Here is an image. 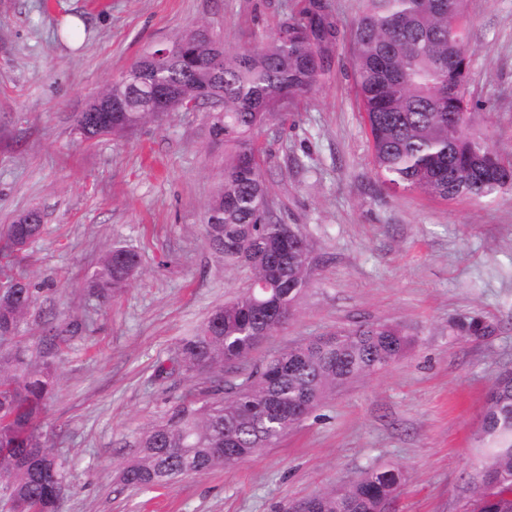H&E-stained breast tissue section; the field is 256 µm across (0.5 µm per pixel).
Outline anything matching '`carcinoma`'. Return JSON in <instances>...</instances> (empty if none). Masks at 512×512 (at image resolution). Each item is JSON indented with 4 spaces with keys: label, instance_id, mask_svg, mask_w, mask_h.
Wrapping results in <instances>:
<instances>
[{
    "label": "carcinoma",
    "instance_id": "1",
    "mask_svg": "<svg viewBox=\"0 0 512 512\" xmlns=\"http://www.w3.org/2000/svg\"><path fill=\"white\" fill-rule=\"evenodd\" d=\"M466 0H364L351 30L354 87L365 114L372 161L384 184L417 191L443 201L483 199L512 186V160L482 138L448 140V124L473 129L479 113L469 98L449 89L466 87L470 66L451 70L454 60L470 58L463 27ZM338 35L335 19L322 0H306L286 16L275 34L252 47L224 51L213 62L207 46L177 42L199 65L186 70L178 60L159 69L160 78L183 94L220 97L210 135L224 144V184L210 203L203 225L210 250L232 265L252 271L242 295L216 307L194 335L183 339L172 370L208 386L189 392L136 442L138 453L124 469L134 488L178 477L233 468L275 444L336 390L375 374L397 360L411 338L393 324L364 322L339 329L330 342L294 346L224 385V370L237 369L255 349L257 330L285 325L288 311L309 285L316 267L302 258L311 253L306 238L274 267L267 256L278 251L286 233L265 179L256 136L271 120L283 121L296 101L316 91L331 69ZM123 99L128 112L114 118L108 133L127 134L154 112L137 106L128 80L103 94ZM94 113L81 112L77 128L95 138ZM40 224H9L6 239L21 250L41 234ZM139 256L111 246L84 288L108 299L126 288L139 269ZM0 295V341L19 334L38 298L22 273L10 276ZM459 335L480 338L490 326L480 318L456 325ZM54 362L28 366L18 348L0 354V497L10 504L22 498L40 512L50 508L49 489L65 480L62 463L40 429V417L54 390ZM480 439L484 459L474 512H512V375L499 374L489 388ZM235 451L224 452L228 440ZM401 490L395 468L366 469L347 486L305 499L309 512H387Z\"/></svg>",
    "mask_w": 512,
    "mask_h": 512
}]
</instances>
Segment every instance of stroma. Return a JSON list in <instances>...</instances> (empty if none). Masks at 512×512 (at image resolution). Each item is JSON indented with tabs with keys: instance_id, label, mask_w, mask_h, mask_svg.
<instances>
[{
	"instance_id": "1",
	"label": "stroma",
	"mask_w": 512,
	"mask_h": 512,
	"mask_svg": "<svg viewBox=\"0 0 512 512\" xmlns=\"http://www.w3.org/2000/svg\"><path fill=\"white\" fill-rule=\"evenodd\" d=\"M338 26L329 74L286 124L258 135L270 196L298 225L317 275L249 365L366 321L413 338L385 370L327 398L280 441L231 469L150 488L122 481L136 440L198 379L162 374L180 340L251 283L202 231L224 180L212 107L171 112L118 137L85 140L83 112L146 51L207 28L226 47L272 35L301 0H0V268L38 303L19 335L32 365L46 326L68 344L42 424L66 474L60 512H280L368 468L402 475L397 512H471L486 393L512 369V189L442 201L391 190L375 173L351 75L361 0H325ZM475 133L512 154V0H467ZM43 233L9 249L27 210ZM136 251L130 284L101 304L83 286L103 250ZM493 333L473 341L455 323Z\"/></svg>"
}]
</instances>
